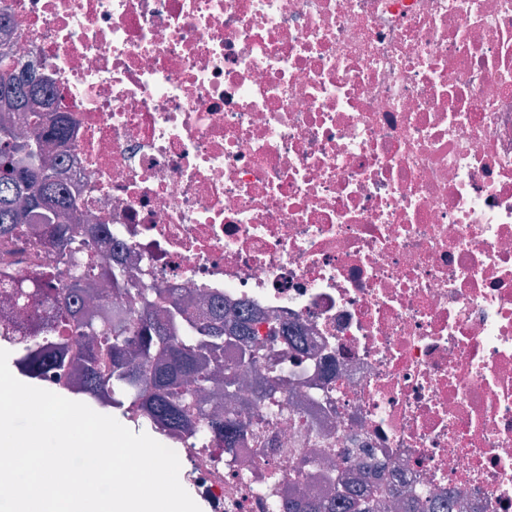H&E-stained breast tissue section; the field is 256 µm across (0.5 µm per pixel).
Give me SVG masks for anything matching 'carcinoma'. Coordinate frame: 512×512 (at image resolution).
Instances as JSON below:
<instances>
[{
    "label": "carcinoma",
    "mask_w": 512,
    "mask_h": 512,
    "mask_svg": "<svg viewBox=\"0 0 512 512\" xmlns=\"http://www.w3.org/2000/svg\"><path fill=\"white\" fill-rule=\"evenodd\" d=\"M36 88L35 73L16 72L9 61L0 60V103L7 111H26ZM49 139L66 144L63 119L49 126L31 123L22 136L10 119L0 122V239L16 237L26 224L46 225L45 249L65 267L67 278L60 290L36 289L39 306L49 305L52 316L45 319L34 311L32 337L20 345L16 365L25 376L39 380L47 370H62L76 358L83 372L77 394L87 401L117 409L134 407L161 435L187 432L232 451L249 423L234 413L212 414L204 394L219 376L231 387L245 358L210 368L224 352V326L193 321L180 299L163 301L152 292L125 287L123 270L112 263L110 237L99 240L108 277L105 286L128 301L129 315L85 307L90 266L75 240L81 233L95 235L97 225L80 231L66 220L71 197L58 181L57 159L44 155ZM162 302L166 309L159 318L155 309ZM281 512H374V506L366 494L354 491L339 502L334 495L322 500L291 496Z\"/></svg>",
    "instance_id": "obj_1"
}]
</instances>
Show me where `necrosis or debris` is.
<instances>
[{"label":"necrosis or debris","mask_w":512,"mask_h":512,"mask_svg":"<svg viewBox=\"0 0 512 512\" xmlns=\"http://www.w3.org/2000/svg\"><path fill=\"white\" fill-rule=\"evenodd\" d=\"M64 117L68 221L130 285L254 333L232 453L170 436L224 512L361 486L512 512V0H0ZM26 225L10 289L63 282ZM292 325L296 337L282 335Z\"/></svg>","instance_id":"4bbe7bcc"}]
</instances>
